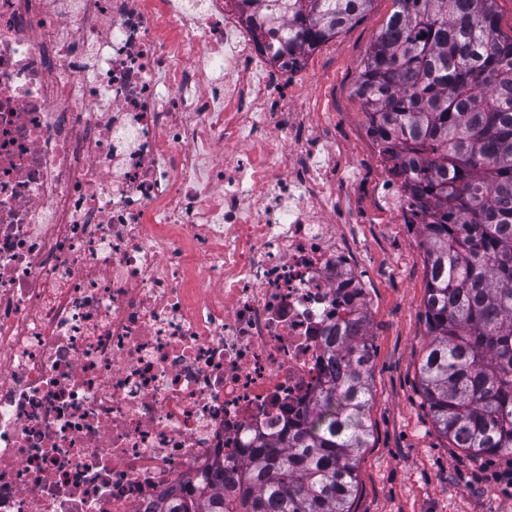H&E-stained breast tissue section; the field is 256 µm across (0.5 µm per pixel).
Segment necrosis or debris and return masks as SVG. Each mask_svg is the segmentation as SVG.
<instances>
[{"mask_svg": "<svg viewBox=\"0 0 512 512\" xmlns=\"http://www.w3.org/2000/svg\"><path fill=\"white\" fill-rule=\"evenodd\" d=\"M235 0H0V512H155L368 300L335 128ZM367 120L376 198L428 223Z\"/></svg>", "mask_w": 512, "mask_h": 512, "instance_id": "1", "label": "necrosis or debris"}]
</instances>
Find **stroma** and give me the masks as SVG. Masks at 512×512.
Wrapping results in <instances>:
<instances>
[{"instance_id":"1","label":"stroma","mask_w":512,"mask_h":512,"mask_svg":"<svg viewBox=\"0 0 512 512\" xmlns=\"http://www.w3.org/2000/svg\"><path fill=\"white\" fill-rule=\"evenodd\" d=\"M394 8L393 0H374L356 23L309 53L307 73L296 82L304 108L335 122L349 165L359 164L364 151L362 105L352 89ZM378 175L375 167L361 166L355 194L364 216L356 244L369 290L373 401L371 437L360 454L351 512H512V485L499 478L512 470V456L476 459L452 447L435 431L423 402L425 254L378 206Z\"/></svg>"}]
</instances>
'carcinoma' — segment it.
Segmentation results:
<instances>
[{
  "instance_id": "cac0c4a2",
  "label": "carcinoma",
  "mask_w": 512,
  "mask_h": 512,
  "mask_svg": "<svg viewBox=\"0 0 512 512\" xmlns=\"http://www.w3.org/2000/svg\"><path fill=\"white\" fill-rule=\"evenodd\" d=\"M364 62L356 95L379 116L380 136L415 189L435 198L420 225L428 343L421 392L436 431L474 458L512 454V36L495 0H393ZM373 0H241L288 19L285 44L305 54L366 12ZM325 345L338 378L310 413L275 440L257 438L240 471L212 464L209 482L158 512H350L356 465L369 447L372 343L368 314Z\"/></svg>"
}]
</instances>
